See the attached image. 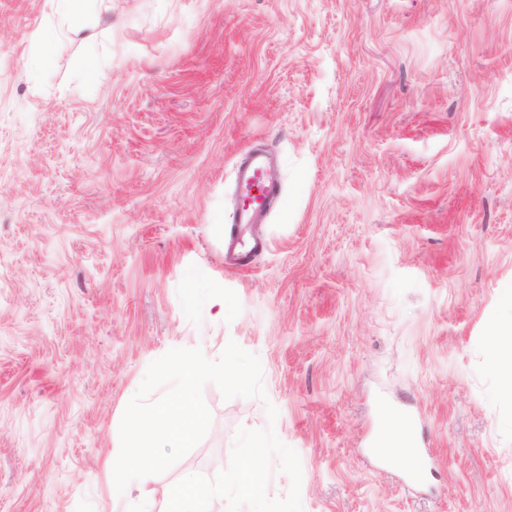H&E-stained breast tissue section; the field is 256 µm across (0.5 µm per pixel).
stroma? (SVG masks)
<instances>
[{"label":"stroma","instance_id":"35a3bbf8","mask_svg":"<svg viewBox=\"0 0 512 512\" xmlns=\"http://www.w3.org/2000/svg\"><path fill=\"white\" fill-rule=\"evenodd\" d=\"M51 14L0 0V512H163L269 425L303 512H512L485 349L512 285V0H112L92 82L76 41L39 72ZM260 144L280 199L237 228ZM233 231L268 247L227 261ZM231 341L265 399L206 385L204 439L113 491L149 364ZM388 410L418 488L374 450Z\"/></svg>","mask_w":512,"mask_h":512}]
</instances>
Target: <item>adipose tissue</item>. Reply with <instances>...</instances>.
Listing matches in <instances>:
<instances>
[{
  "instance_id": "obj_1",
  "label": "adipose tissue",
  "mask_w": 512,
  "mask_h": 512,
  "mask_svg": "<svg viewBox=\"0 0 512 512\" xmlns=\"http://www.w3.org/2000/svg\"><path fill=\"white\" fill-rule=\"evenodd\" d=\"M111 10L112 0H53V12L41 37L59 50L64 46L63 36L83 34L89 49L86 70L89 75H96L99 57L95 51L97 35L94 20L98 14ZM487 351L496 366L504 394L512 397V317H500L490 324ZM380 445L382 451L396 458L403 467L412 471L420 469V458L417 453L409 451L407 426L398 414H388Z\"/></svg>"
}]
</instances>
